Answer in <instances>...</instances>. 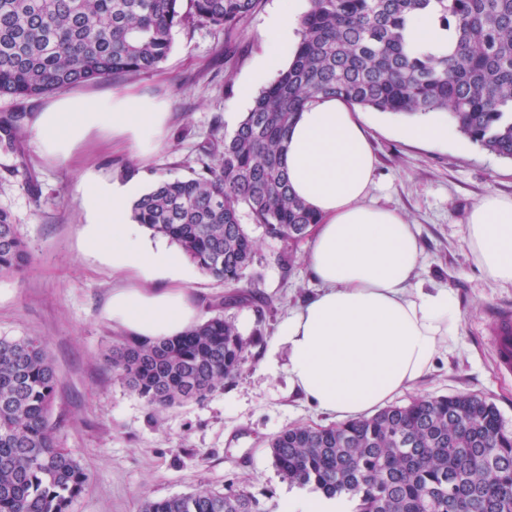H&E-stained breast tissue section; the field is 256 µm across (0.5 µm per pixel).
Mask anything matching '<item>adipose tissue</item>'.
<instances>
[{
  "label": "adipose tissue",
  "mask_w": 512,
  "mask_h": 512,
  "mask_svg": "<svg viewBox=\"0 0 512 512\" xmlns=\"http://www.w3.org/2000/svg\"><path fill=\"white\" fill-rule=\"evenodd\" d=\"M300 0H280L262 35V57L238 100L279 70L300 39ZM167 106L126 88L75 93L36 112L28 137L40 152L67 162L92 130H111L139 157L164 141ZM369 123L337 98H318L288 130L283 157L296 196L314 210L305 254L317 289L289 311L275 344L286 353L288 388L316 411L341 419L368 416L424 380L453 350L459 313L448 288L417 279L422 250L414 225L399 212L374 207L375 158ZM138 182H114L94 172L82 178L80 207L90 231L87 252L112 249L113 269L138 275L116 288L112 320L129 335L161 338L192 326L198 312L179 282L180 256L148 242L129 217ZM466 248L482 276L512 286V197L490 193L472 208ZM164 276L173 285L148 289Z\"/></svg>",
  "instance_id": "1"
}]
</instances>
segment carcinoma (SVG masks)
<instances>
[{
  "mask_svg": "<svg viewBox=\"0 0 512 512\" xmlns=\"http://www.w3.org/2000/svg\"><path fill=\"white\" fill-rule=\"evenodd\" d=\"M260 0H0V96L36 97L164 62L189 25L238 36ZM448 30L442 53L409 42L411 17ZM289 66L263 88L234 133L202 148L189 178L162 181L132 205L134 220L175 243L229 291L218 307L254 303L240 289L265 233L293 246L317 223L281 168L286 131L322 95L381 112H445L488 153L512 161V0H309ZM20 112L0 115V142L27 135ZM27 242L0 209V276L31 264ZM248 345L218 313L177 336H117L106 361L152 409L201 403L241 370ZM57 375L38 336L0 337V512H72L86 492L80 460L55 440ZM282 479L352 512H512V436L494 403L475 394L418 396L325 427L298 425L268 441ZM142 512H263L244 487L146 499Z\"/></svg>",
  "mask_w": 512,
  "mask_h": 512,
  "instance_id": "carcinoma-1",
  "label": "carcinoma"
}]
</instances>
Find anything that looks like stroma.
I'll return each instance as SVG.
<instances>
[{"label":"stroma","instance_id":"obj_1","mask_svg":"<svg viewBox=\"0 0 512 512\" xmlns=\"http://www.w3.org/2000/svg\"><path fill=\"white\" fill-rule=\"evenodd\" d=\"M278 0H261L232 48L211 26L176 30L172 50L149 73L88 84L91 92L115 86L168 106L165 143L140 158L112 148L110 133L93 134L65 165L40 155L30 140L20 153L0 148V208L10 211L32 255L21 272L0 277V336L41 337L48 345L58 384L49 420L56 440L71 449L89 476L73 512H140L144 499L182 495L200 487L246 485L265 512H280L292 490L276 470L267 442L296 424L328 426L332 419L288 393L284 353H273L288 310L313 293L304 254L268 238L249 216L241 222L257 244L246 283L270 299L271 311L225 309L250 346L241 371L204 403L165 410L148 408L117 381L105 364L114 336L112 291L121 277L111 252L84 250L85 215L79 182L86 167L152 188L160 179L190 177L203 146L231 135L224 114L238 101L241 82L261 53L260 32ZM376 158L369 204L399 211L415 225L426 285L453 290L460 312L457 348L425 381L396 397L472 393L498 408L512 434V377L493 369L490 337L500 313L512 312V286L486 280L465 245L467 218L487 193L512 196V162L482 151L449 128L430 145L402 135L415 117L366 110ZM293 254L291 265L281 257Z\"/></svg>","mask_w":512,"mask_h":512}]
</instances>
